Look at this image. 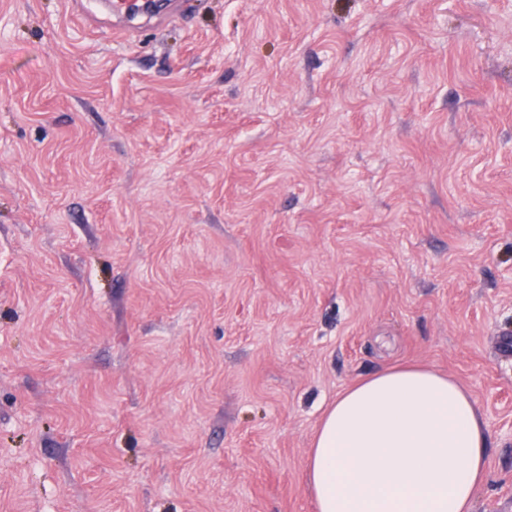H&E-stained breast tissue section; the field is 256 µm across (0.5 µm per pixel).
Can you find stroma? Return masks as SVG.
Returning <instances> with one entry per match:
<instances>
[{"mask_svg":"<svg viewBox=\"0 0 512 512\" xmlns=\"http://www.w3.org/2000/svg\"><path fill=\"white\" fill-rule=\"evenodd\" d=\"M411 363L512 512V0H0V512H316ZM81 2L82 11L84 5H91L100 2H104L105 7L113 14L118 15H134L141 10H148L154 4L153 1H138V0H106V1H86ZM86 13L87 11L84 10Z\"/></svg>","mask_w":512,"mask_h":512,"instance_id":"35a3bbf8","label":"stroma"}]
</instances>
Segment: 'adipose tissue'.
Segmentation results:
<instances>
[{
    "mask_svg": "<svg viewBox=\"0 0 512 512\" xmlns=\"http://www.w3.org/2000/svg\"><path fill=\"white\" fill-rule=\"evenodd\" d=\"M489 428L472 394L428 366L387 368L339 393L307 463L316 512H472Z\"/></svg>",
    "mask_w": 512,
    "mask_h": 512,
    "instance_id": "adipose-tissue-1",
    "label": "adipose tissue"
}]
</instances>
